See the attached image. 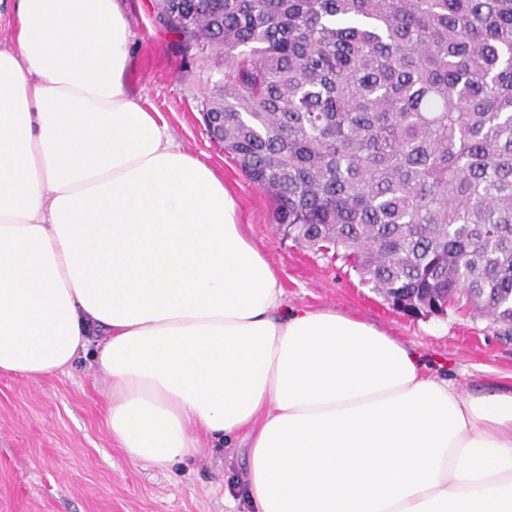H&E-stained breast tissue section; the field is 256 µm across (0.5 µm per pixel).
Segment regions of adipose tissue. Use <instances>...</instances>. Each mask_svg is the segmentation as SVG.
Segmentation results:
<instances>
[{"label": "adipose tissue", "instance_id": "adipose-tissue-1", "mask_svg": "<svg viewBox=\"0 0 512 512\" xmlns=\"http://www.w3.org/2000/svg\"><path fill=\"white\" fill-rule=\"evenodd\" d=\"M118 0H16L0 48V373L98 333L105 423L164 467L245 436L249 512H512V391L424 376L403 342L289 310L223 178L124 77Z\"/></svg>", "mask_w": 512, "mask_h": 512}]
</instances>
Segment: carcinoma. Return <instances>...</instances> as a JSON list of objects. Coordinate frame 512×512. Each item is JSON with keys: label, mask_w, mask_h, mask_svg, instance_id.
Wrapping results in <instances>:
<instances>
[{"label": "carcinoma", "mask_w": 512, "mask_h": 512, "mask_svg": "<svg viewBox=\"0 0 512 512\" xmlns=\"http://www.w3.org/2000/svg\"><path fill=\"white\" fill-rule=\"evenodd\" d=\"M276 224L408 315L512 325V0H155Z\"/></svg>", "instance_id": "cac0c4a2"}]
</instances>
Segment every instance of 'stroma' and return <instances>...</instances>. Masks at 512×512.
Returning <instances> with one entry per match:
<instances>
[{
	"label": "stroma",
	"mask_w": 512,
	"mask_h": 512,
	"mask_svg": "<svg viewBox=\"0 0 512 512\" xmlns=\"http://www.w3.org/2000/svg\"><path fill=\"white\" fill-rule=\"evenodd\" d=\"M120 6L134 34L128 91L161 113L177 143L223 174L289 305L333 308L372 323L410 344L426 372L451 373L463 391L512 387V326L470 307L406 316L343 261L286 237L269 198L208 138L198 77L177 52L175 35L156 24L153 0ZM108 386L90 353L37 382L0 375V512H226L224 485L241 477L243 449L204 448L166 468L131 461L106 428Z\"/></svg>",
	"instance_id": "stroma-1"
}]
</instances>
